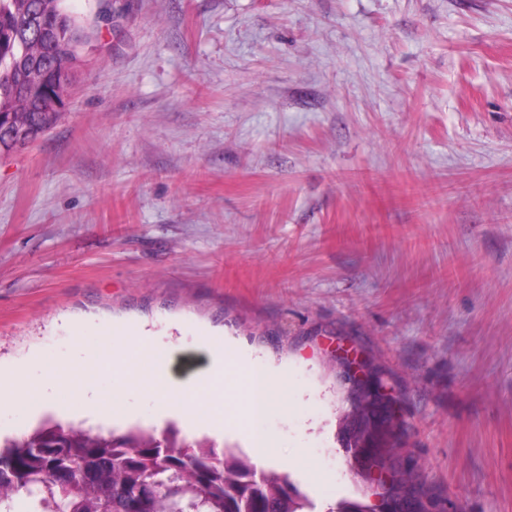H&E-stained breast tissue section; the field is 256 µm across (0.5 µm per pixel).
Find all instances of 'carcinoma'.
<instances>
[{
	"instance_id": "obj_1",
	"label": "carcinoma",
	"mask_w": 512,
	"mask_h": 512,
	"mask_svg": "<svg viewBox=\"0 0 512 512\" xmlns=\"http://www.w3.org/2000/svg\"><path fill=\"white\" fill-rule=\"evenodd\" d=\"M63 0H0V114L18 125L51 129L42 105L16 90L20 66L45 62L71 68L87 39L62 7ZM39 11L49 36L16 26ZM357 434L384 448L389 427L377 418V402L362 397ZM254 465L230 448L192 440L169 429L161 436L132 427L95 432L80 425L44 424L0 443V512L14 497H32L33 512H312L307 496L287 476L256 479Z\"/></svg>"
}]
</instances>
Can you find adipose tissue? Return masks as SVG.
Returning <instances> with one entry per match:
<instances>
[{"instance_id":"1","label":"adipose tissue","mask_w":512,"mask_h":512,"mask_svg":"<svg viewBox=\"0 0 512 512\" xmlns=\"http://www.w3.org/2000/svg\"><path fill=\"white\" fill-rule=\"evenodd\" d=\"M140 358L136 367L127 370L124 384L127 388L154 396L166 407H171L191 419H204L215 426L229 420V409L224 402L227 380L241 381L246 388L249 418L262 414L271 403L275 380L264 372H254L231 365L229 345H214L209 337L199 339L200 347L209 358L208 366L184 380L173 379L167 369V350L155 348L146 335H132Z\"/></svg>"}]
</instances>
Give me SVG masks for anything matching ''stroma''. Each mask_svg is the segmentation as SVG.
<instances>
[{
	"instance_id": "stroma-1",
	"label": "stroma",
	"mask_w": 512,
	"mask_h": 512,
	"mask_svg": "<svg viewBox=\"0 0 512 512\" xmlns=\"http://www.w3.org/2000/svg\"><path fill=\"white\" fill-rule=\"evenodd\" d=\"M88 34L64 112L0 154V378L93 365L0 410L249 439L123 390L138 329L183 379L197 339L273 374L256 431L317 512L385 498L350 446L393 401L427 512H512V0H64ZM114 332V363L97 353ZM68 383L72 390L78 395H81L85 400L86 411L89 414L97 415L98 400L101 396L96 394L92 398H87V393L95 389L92 385L90 375L81 364L75 363L70 365L68 368ZM354 422H357V432L369 437L375 445L374 448L386 447L390 429L377 418V402L370 395L362 397L356 408Z\"/></svg>"
}]
</instances>
